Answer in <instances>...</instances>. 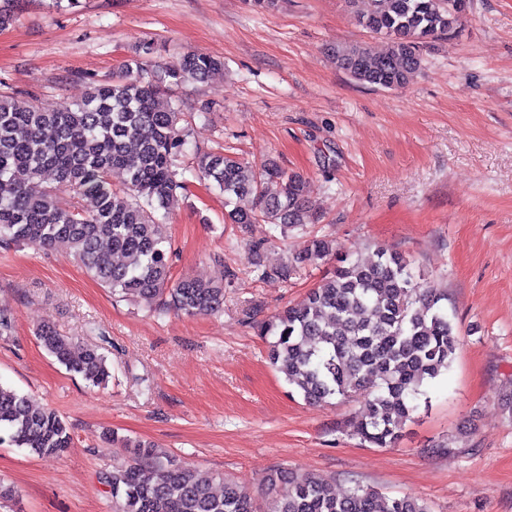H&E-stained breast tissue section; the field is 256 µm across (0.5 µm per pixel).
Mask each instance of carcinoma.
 <instances>
[{
    "instance_id": "1",
    "label": "carcinoma",
    "mask_w": 512,
    "mask_h": 512,
    "mask_svg": "<svg viewBox=\"0 0 512 512\" xmlns=\"http://www.w3.org/2000/svg\"><path fill=\"white\" fill-rule=\"evenodd\" d=\"M359 25L386 40L383 51L367 43L332 49L336 67L355 81L400 89L423 66V50L450 40L467 0H348ZM221 60L186 52L175 61L151 65L133 60L112 81L47 111L0 92V246L28 244L63 248L77 257L116 298L144 301L149 311L208 315L224 307V282L173 279L168 261L166 218L190 181L178 171L185 149V113L173 88L203 81ZM198 171L224 194L232 224H268L285 234L315 221L302 178L274 163L260 167L226 152L198 156ZM51 171L58 187L95 208L64 209L57 187L37 188ZM250 197V207L241 201ZM333 256L331 241L314 238L293 260L261 269L259 278L288 280L302 266ZM441 289L417 281L413 263L388 247L369 264L344 259L331 276L309 291L305 302L287 306L261 326L271 336L270 364L312 404L356 393L368 395L367 409L353 424L361 441L387 448L426 395L423 386L446 373L459 338ZM44 350L67 371L93 386L111 372L99 346H81L48 325L38 330ZM8 440L36 455H59L71 433L53 410L0 385V442ZM126 457L102 473L115 512H430L422 500L390 497L356 486L337 496L316 476L297 481L285 470L268 474L261 499L223 480L224 490L175 458L145 442L112 436Z\"/></svg>"
}]
</instances>
